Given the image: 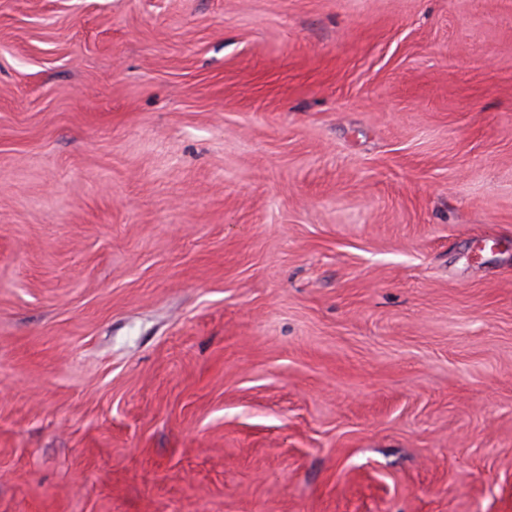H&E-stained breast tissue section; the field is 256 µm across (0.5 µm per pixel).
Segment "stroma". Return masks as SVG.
<instances>
[{
    "mask_svg": "<svg viewBox=\"0 0 512 512\" xmlns=\"http://www.w3.org/2000/svg\"><path fill=\"white\" fill-rule=\"evenodd\" d=\"M0 512H512V0H0Z\"/></svg>",
    "mask_w": 512,
    "mask_h": 512,
    "instance_id": "35a3bbf8",
    "label": "stroma"
}]
</instances>
